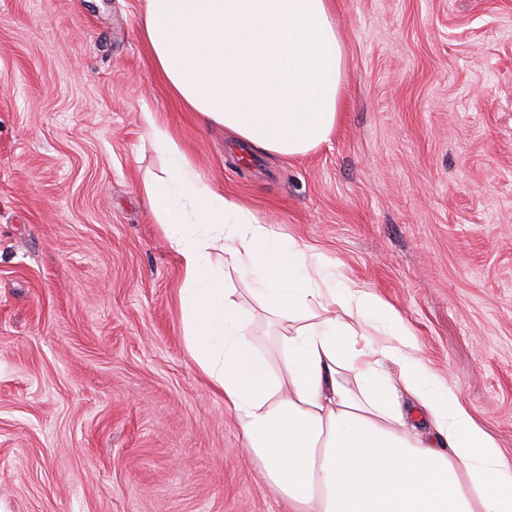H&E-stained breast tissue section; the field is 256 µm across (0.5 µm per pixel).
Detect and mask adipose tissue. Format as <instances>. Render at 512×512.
<instances>
[{"label": "adipose tissue", "instance_id": "adipose-tissue-1", "mask_svg": "<svg viewBox=\"0 0 512 512\" xmlns=\"http://www.w3.org/2000/svg\"><path fill=\"white\" fill-rule=\"evenodd\" d=\"M141 34L200 124L253 151L304 156L336 127L345 54L328 0H143ZM141 119L165 160L140 191L180 261L188 354L291 512H512V459L402 317L202 179L153 112ZM217 250L283 325L279 365L255 345ZM404 394L434 441L408 430Z\"/></svg>", "mask_w": 512, "mask_h": 512}]
</instances>
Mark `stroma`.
<instances>
[{"instance_id":"obj_1","label":"stroma","mask_w":512,"mask_h":512,"mask_svg":"<svg viewBox=\"0 0 512 512\" xmlns=\"http://www.w3.org/2000/svg\"><path fill=\"white\" fill-rule=\"evenodd\" d=\"M142 5L0 0V512H289L186 350L146 110L389 303L512 458V0H332L341 116L298 158L201 126Z\"/></svg>"}]
</instances>
